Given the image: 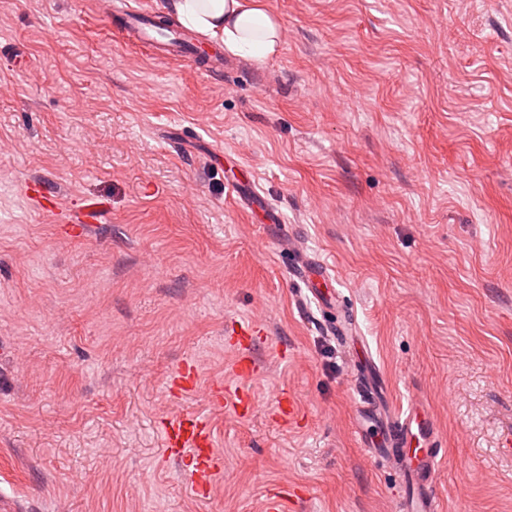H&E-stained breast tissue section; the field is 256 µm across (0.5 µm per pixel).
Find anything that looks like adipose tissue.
<instances>
[{
    "mask_svg": "<svg viewBox=\"0 0 512 512\" xmlns=\"http://www.w3.org/2000/svg\"><path fill=\"white\" fill-rule=\"evenodd\" d=\"M179 23L219 39L225 52L264 66L282 46L279 17L260 0H172Z\"/></svg>",
    "mask_w": 512,
    "mask_h": 512,
    "instance_id": "obj_1",
    "label": "adipose tissue"
}]
</instances>
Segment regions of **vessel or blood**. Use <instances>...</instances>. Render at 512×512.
<instances>
[{"mask_svg": "<svg viewBox=\"0 0 512 512\" xmlns=\"http://www.w3.org/2000/svg\"><path fill=\"white\" fill-rule=\"evenodd\" d=\"M157 19L153 10L132 7L125 12L121 30L157 57H186L209 74L226 71L224 57L216 49H202L197 42L175 30L159 36L154 27ZM296 271L313 289L316 298H323L322 286L331 280L327 265L310 260L297 266ZM262 332L261 324L255 321L232 324L228 336L230 345L238 352L234 365L238 375H252L254 364L249 350L254 338ZM355 369L363 393L356 407L362 431L360 439L370 454L385 460L405 482L407 490L400 498L399 512H442L436 481L443 439L429 418L422 399L412 397L406 409L398 412L391 405L376 403L378 367L362 361L356 363ZM207 399L212 406L231 408L244 417L255 409L254 402L246 399L243 391L230 389L220 381L209 386ZM373 426L380 429V438L369 436L368 430ZM161 436L164 452L178 462L179 474L186 487L194 495L206 497L214 475L223 466V459L214 447L210 426L198 414L181 413L167 420Z\"/></svg>", "mask_w": 512, "mask_h": 512, "instance_id": "vessel-or-blood-1", "label": "vessel or blood"}]
</instances>
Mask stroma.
I'll return each instance as SVG.
<instances>
[{"label":"stroma","mask_w":512,"mask_h":512,"mask_svg":"<svg viewBox=\"0 0 512 512\" xmlns=\"http://www.w3.org/2000/svg\"><path fill=\"white\" fill-rule=\"evenodd\" d=\"M259 68L153 58L93 0H0V501L10 512H395L353 362L445 442V512H512V0H263ZM60 209L107 214L76 235ZM258 191L280 221L230 197ZM327 263L343 315L291 273ZM341 319L352 342L334 335ZM262 322L239 381L224 338ZM186 361L195 392L167 384ZM216 380L255 399L209 404ZM292 394L298 416L281 419ZM205 417L197 499L160 421Z\"/></svg>","instance_id":"stroma-1"}]
</instances>
